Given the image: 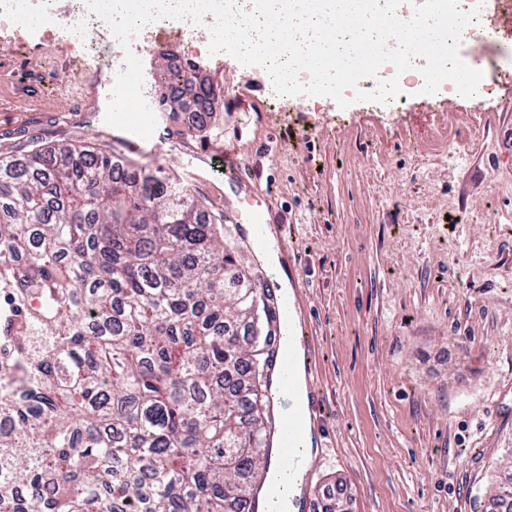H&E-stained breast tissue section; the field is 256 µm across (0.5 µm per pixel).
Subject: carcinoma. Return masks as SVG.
Instances as JSON below:
<instances>
[{
	"label": "carcinoma",
	"instance_id": "carcinoma-1",
	"mask_svg": "<svg viewBox=\"0 0 512 512\" xmlns=\"http://www.w3.org/2000/svg\"><path fill=\"white\" fill-rule=\"evenodd\" d=\"M161 94L212 118L216 88ZM225 216L181 183L64 145L0 154V512H253L264 300ZM512 512V480L489 498Z\"/></svg>",
	"mask_w": 512,
	"mask_h": 512
}]
</instances>
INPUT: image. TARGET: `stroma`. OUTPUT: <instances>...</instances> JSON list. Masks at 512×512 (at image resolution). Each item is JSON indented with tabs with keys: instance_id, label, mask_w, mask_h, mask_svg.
Here are the masks:
<instances>
[{
	"instance_id": "1",
	"label": "stroma",
	"mask_w": 512,
	"mask_h": 512,
	"mask_svg": "<svg viewBox=\"0 0 512 512\" xmlns=\"http://www.w3.org/2000/svg\"><path fill=\"white\" fill-rule=\"evenodd\" d=\"M207 31L184 51L218 86L202 131L178 113L157 153L140 165L186 179L213 213L256 214L300 252L309 286L320 393L312 472L318 499L345 512H485L494 476L512 474V71L492 69L497 90L474 103L409 87L399 111L356 100L273 94L261 66L225 56L205 67ZM96 46L97 67L41 32H0V153L37 146L111 150L104 73L117 54ZM240 147L251 179L272 194L260 209L215 178L203 158L215 134ZM464 146L444 161V140Z\"/></svg>"
}]
</instances>
